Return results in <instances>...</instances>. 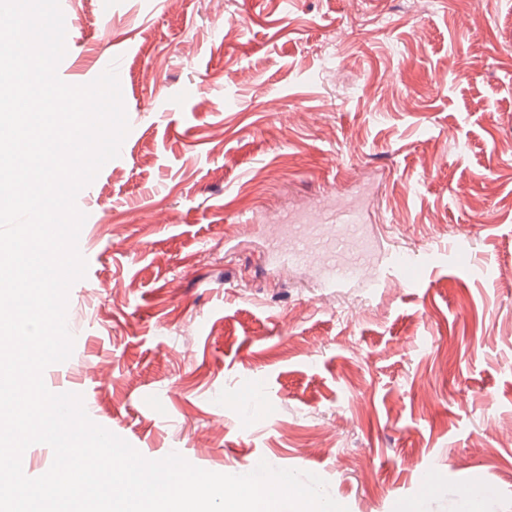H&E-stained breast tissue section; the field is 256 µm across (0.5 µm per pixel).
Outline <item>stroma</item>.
I'll list each match as a JSON object with an SVG mask.
<instances>
[{"label": "stroma", "mask_w": 512, "mask_h": 512, "mask_svg": "<svg viewBox=\"0 0 512 512\" xmlns=\"http://www.w3.org/2000/svg\"><path fill=\"white\" fill-rule=\"evenodd\" d=\"M103 58L130 130L47 388L141 454L262 455L348 512H463L474 483L512 512V0H78L62 75ZM355 200L358 283L270 265L278 221ZM451 245L474 267L428 263ZM394 246L416 287H377Z\"/></svg>", "instance_id": "stroma-1"}]
</instances>
